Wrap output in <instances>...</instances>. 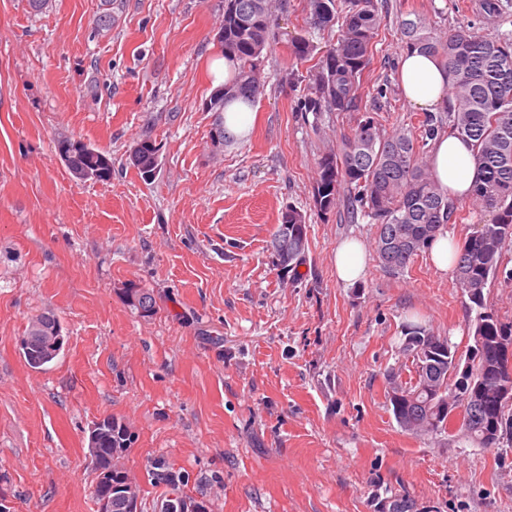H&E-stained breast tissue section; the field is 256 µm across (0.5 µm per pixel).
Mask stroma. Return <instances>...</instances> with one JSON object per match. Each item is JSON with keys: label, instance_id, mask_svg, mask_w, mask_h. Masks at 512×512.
I'll use <instances>...</instances> for the list:
<instances>
[{"label": "stroma", "instance_id": "1", "mask_svg": "<svg viewBox=\"0 0 512 512\" xmlns=\"http://www.w3.org/2000/svg\"><path fill=\"white\" fill-rule=\"evenodd\" d=\"M383 28L361 82L387 89L385 130H417L402 97L401 21L432 36L467 19L490 38L512 17L479 0H378ZM281 39L264 52V90L247 135L218 139L206 109L220 57L224 0H0V498L9 512H97L88 437L112 416L134 442L122 464L137 512L169 504L204 512H512V448L462 434H414L395 420L387 376L409 381L404 324L473 343L475 312L428 253L385 271L368 219L321 215L315 161L350 125L296 109L306 73L286 36L306 0H273ZM111 12L112 27L95 20ZM294 72L292 84L281 81ZM72 137L112 159L107 181L75 178L55 142ZM159 147L143 179L131 164ZM301 210L306 259L282 272L269 243L282 211ZM362 241L352 286L334 252ZM147 289L143 317L123 297ZM53 311L63 346L30 368L20 339ZM159 147L150 139L136 144L130 154L131 163L146 178L151 179L158 166Z\"/></svg>", "mask_w": 512, "mask_h": 512}]
</instances>
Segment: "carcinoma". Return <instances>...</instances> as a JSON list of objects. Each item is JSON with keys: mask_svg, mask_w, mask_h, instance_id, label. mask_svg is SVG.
Instances as JSON below:
<instances>
[{"mask_svg": "<svg viewBox=\"0 0 512 512\" xmlns=\"http://www.w3.org/2000/svg\"><path fill=\"white\" fill-rule=\"evenodd\" d=\"M305 28L292 43L294 59L306 68L307 93L297 111L311 112L315 120L322 114H348L353 122L336 147L316 161L313 201L321 214L335 210L341 201L353 220L361 215L376 225L375 249L380 265L400 273L425 249L436 233L458 219L459 203L448 197L434 180L425 146L441 133L467 138L475 146L478 178L470 201L492 214L499 231L489 239L467 237L459 244L454 260L456 287L471 281L487 287L498 275L512 278L507 270L504 248L512 240V36L497 39L483 36L476 24L464 21L448 30L441 39L425 32L420 22H403L408 45L437 56L448 69V111L424 114L418 133L407 129L386 132L379 122L383 87L371 100L359 92L360 81L369 68L381 35L382 18L377 0H306ZM342 19L336 40L317 50L313 33L331 29ZM274 39L273 19L267 0H224V56L237 62L235 76L238 96L254 103L260 94L263 52ZM57 151L77 179L92 172L98 180L112 177V160L82 140L63 138ZM159 147L150 139L136 144L131 163L151 179L158 166ZM308 247V227L304 214L290 206L281 214L270 241L275 263L284 271L302 264ZM125 300L142 316L156 312L152 294L131 285ZM480 312L474 319L473 335L483 338L469 352V400L451 394L448 375L455 369L457 350L445 336L420 324L407 323L403 336L419 334L434 339L438 358L435 366L418 369L406 383L407 394L392 407L398 424L414 433H442L447 429L445 410L452 403L463 408L458 426L468 439L487 448L512 447V436L490 445L485 440L504 414L498 399V375L505 357L495 346L499 336H512V322L492 312ZM60 335V323L52 312H43L29 323L21 340L27 364L40 369L48 364L41 337ZM124 424L112 420V433L102 436L97 464L112 456V489L94 490L96 503H106L105 512H130L138 501L139 485L121 465L130 448L123 442Z\"/></svg>", "mask_w": 512, "mask_h": 512, "instance_id": "cac0c4a2", "label": "carcinoma"}]
</instances>
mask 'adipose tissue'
Here are the masks:
<instances>
[{"instance_id": "obj_1", "label": "adipose tissue", "mask_w": 512, "mask_h": 512, "mask_svg": "<svg viewBox=\"0 0 512 512\" xmlns=\"http://www.w3.org/2000/svg\"><path fill=\"white\" fill-rule=\"evenodd\" d=\"M398 72L403 96L412 107L434 112L446 105L448 72L435 56L405 49ZM429 161L449 197L466 199L477 175L473 146L458 136L441 135L432 144Z\"/></svg>"}]
</instances>
